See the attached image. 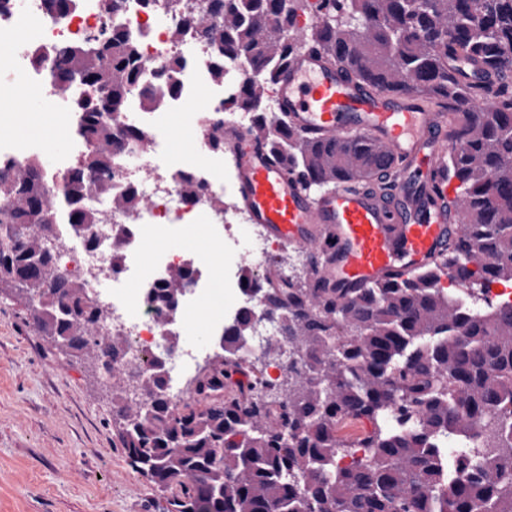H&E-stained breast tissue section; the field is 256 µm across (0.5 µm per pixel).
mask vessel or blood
<instances>
[{"mask_svg": "<svg viewBox=\"0 0 512 512\" xmlns=\"http://www.w3.org/2000/svg\"><path fill=\"white\" fill-rule=\"evenodd\" d=\"M276 110L307 139L367 136L393 165L381 186L339 185L313 194L253 132L224 127L238 198L267 237L323 254V288L355 290L404 278L444 254L460 226L448 211L445 161L455 141L450 109L411 92L358 80L317 43H306L280 74Z\"/></svg>", "mask_w": 512, "mask_h": 512, "instance_id": "obj_1", "label": "vessel or blood"}]
</instances>
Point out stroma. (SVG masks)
I'll return each mask as SVG.
<instances>
[{"label": "stroma", "mask_w": 512, "mask_h": 512, "mask_svg": "<svg viewBox=\"0 0 512 512\" xmlns=\"http://www.w3.org/2000/svg\"><path fill=\"white\" fill-rule=\"evenodd\" d=\"M54 126L38 98L20 115L0 112V133L43 141L38 160L54 169L70 155L69 137L47 140ZM150 249L189 250L212 262L206 319L181 346L215 354L211 324L234 302L224 290L230 256L214 235L174 233ZM166 501L127 463L115 437L110 390L87 365L60 356L22 305L0 301V512H165Z\"/></svg>", "instance_id": "stroma-1"}]
</instances>
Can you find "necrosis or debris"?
I'll return each instance as SVG.
<instances>
[{"label": "necrosis or debris", "instance_id": "4bbe7bcc", "mask_svg": "<svg viewBox=\"0 0 512 512\" xmlns=\"http://www.w3.org/2000/svg\"><path fill=\"white\" fill-rule=\"evenodd\" d=\"M184 16L158 8L146 7L143 0H115L112 12H105L102 0H82L79 10L64 17L48 13L44 0H34L28 13H20L17 0H0V92L21 99L37 95L47 112L53 114L58 133L70 135L77 120V103L83 95L82 86H75L70 97L62 99L56 93L49 64L35 65L33 50L52 53L64 43H78L92 31L110 24L129 34L137 46L140 60L145 63L140 75L152 80L155 70L171 58H179L180 67L172 75L178 87L176 95L160 99L155 107L145 108L138 93L127 97L126 108L116 115V130L133 128L142 138L128 143L122 154L112 161L114 177L110 194L92 195L86 200L101 219L96 223V243L68 224L56 227L66 248L55 257L57 266L67 275L81 279L89 295L105 305L114 324L128 336L131 350L142 358L161 359L166 384L164 390L173 398L185 393V376L198 359L196 352L185 349L171 351V335L187 336L192 328L186 321L190 309L209 286L206 264L190 252L161 251L150 262L140 259V245L146 233L163 235L175 227L193 226L204 219L210 232L233 239L236 225L246 223L247 216L224 188V179L211 169L210 160L223 159L220 151L211 152L209 159L195 155L172 160L168 154L164 129L170 114L190 104L198 85L211 89L202 109L191 115L193 133L208 129L217 116L236 126L252 121L248 112H237L232 104L239 89L251 77L247 65L231 60H217L209 44L181 36ZM150 151H143V143ZM139 160L128 167L127 157ZM194 179L198 190L195 202H187L180 189L182 176ZM134 194L132 211L115 213L110 197ZM124 230V258L119 272H112L111 243L116 228ZM281 244L269 240L261 231H254L248 247L240 249L236 268L255 262L277 266L281 276H288V266L280 258ZM178 267L191 269L193 278L184 291L176 315H168L152 299V293L169 273Z\"/></svg>", "mask_w": 512, "mask_h": 512}]
</instances>
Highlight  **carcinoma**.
<instances>
[{
  "label": "carcinoma",
  "mask_w": 512,
  "mask_h": 512,
  "mask_svg": "<svg viewBox=\"0 0 512 512\" xmlns=\"http://www.w3.org/2000/svg\"><path fill=\"white\" fill-rule=\"evenodd\" d=\"M79 0H46L64 16ZM189 11L194 35L244 60L255 78L236 106L251 130L314 192L371 181L387 171L385 149L366 136L311 141L264 110L288 61L314 41L362 82L411 91L454 109L448 202L462 226L445 256L405 279L350 294L315 287L319 256L291 279L241 269L243 290L279 321L261 357L244 355L253 312L241 311L217 353L189 380L183 399L163 394L161 365L130 393L112 366V417L127 463L166 495L167 512H512V305L476 311L439 285L512 283V86L478 92L449 66L457 58L497 76L512 73V0H166ZM316 20L299 31L295 20ZM135 43L103 26L59 48L58 88L80 81L85 151L54 197L36 161L0 166V288H14L32 325L58 350L91 367L127 337L103 328L105 308L82 281L57 270L47 250L54 224L85 232L84 205L112 185L122 138L112 117L138 89L150 107L175 92L171 59L140 83ZM190 279L169 273L154 299L177 310ZM282 362L265 381L255 363Z\"/></svg>",
  "instance_id": "carcinoma-1"
}]
</instances>
